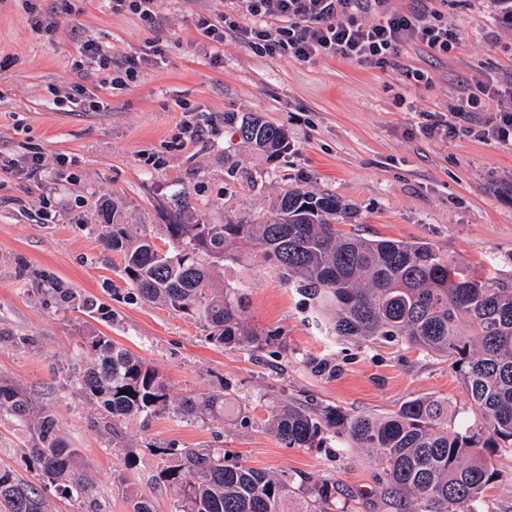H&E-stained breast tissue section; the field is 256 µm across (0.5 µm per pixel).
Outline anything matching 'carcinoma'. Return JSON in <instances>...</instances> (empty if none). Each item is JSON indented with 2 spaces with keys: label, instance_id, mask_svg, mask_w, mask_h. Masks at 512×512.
Wrapping results in <instances>:
<instances>
[{
  "label": "carcinoma",
  "instance_id": "obj_1",
  "mask_svg": "<svg viewBox=\"0 0 512 512\" xmlns=\"http://www.w3.org/2000/svg\"><path fill=\"white\" fill-rule=\"evenodd\" d=\"M227 121L237 123L241 139L268 162L288 149V133L254 114ZM340 211L333 194L288 190L262 224H168L172 247L164 252L146 237L132 239L127 225L112 223L102 246L122 256L121 273L138 299L198 320L214 344L245 347L255 341L243 324L244 297L234 287L218 286L210 272L247 241L285 280H296L317 311L333 313L336 335L362 345L405 342L447 356L487 423L481 432H448L432 398L410 400L383 417L335 410L316 418L300 407H276L268 422L290 448L312 447L325 429L371 452L379 482L402 512H482L484 491L496 475L484 452H512V289L493 287L427 243L345 232L333 222ZM44 293L60 307L76 304L94 319L112 320V309L60 281L49 282ZM84 346L91 362L80 385L99 405L104 427L161 412L180 419L224 417V393L173 401L158 371L111 337L91 332ZM5 419L27 427L30 464L42 485L77 499L93 493L76 465L77 449L59 436L54 415L0 380V421ZM159 454L154 485L176 493L175 512L336 510L328 488L230 463L214 448H161ZM0 512L48 508L35 484L0 469Z\"/></svg>",
  "mask_w": 512,
  "mask_h": 512
}]
</instances>
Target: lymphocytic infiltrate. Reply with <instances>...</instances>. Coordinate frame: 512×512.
Here are the masks:
<instances>
[{"label":"lymphocytic infiltrate","instance_id":"1","mask_svg":"<svg viewBox=\"0 0 512 512\" xmlns=\"http://www.w3.org/2000/svg\"><path fill=\"white\" fill-rule=\"evenodd\" d=\"M386 0H230L222 25L202 17L199 29L215 42L233 34L255 50L280 54L298 62L318 56H336L362 65L400 69V49L416 40L429 51L446 54L453 47L448 28L428 21L421 10L390 12ZM378 21H369V14ZM277 20L276 30L265 20ZM495 106L493 135L512 142V84L499 89L477 85L455 105L456 113Z\"/></svg>","mask_w":512,"mask_h":512}]
</instances>
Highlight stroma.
Instances as JSON below:
<instances>
[{"label":"stroma","mask_w":512,"mask_h":512,"mask_svg":"<svg viewBox=\"0 0 512 512\" xmlns=\"http://www.w3.org/2000/svg\"><path fill=\"white\" fill-rule=\"evenodd\" d=\"M427 6L454 47L438 59L420 42L402 47L403 64L429 73L422 86L338 57L299 63L260 54L231 35L211 43L196 20H220L227 0H156L153 24L112 12L106 0H0V159L10 162L0 169V380L53 412L95 485L84 501L47 486L51 512H130L137 493L151 496L154 512H175L174 492L150 485L161 467L156 449L170 446L216 448L285 479L308 478L329 487L336 512H396L367 451L330 432L321 447H286L266 425L270 408L384 416L431 397L443 403L449 431L483 429L446 357L337 338L250 244L214 271L217 283L246 297L258 340L242 348L213 344L199 322L132 298L120 256L100 243L115 221L166 250L167 225L263 221L280 194L297 188L336 195L344 231L429 243L512 288V143L493 137V108L464 117L450 110L464 83L512 80V27L496 24V0ZM35 14L52 15L55 30H34ZM87 40L111 52L116 68L142 48L148 60L117 89L84 56ZM89 97L99 109L86 107ZM228 112L285 128L288 150L266 162L225 123ZM431 121L454 131L427 137ZM36 154L41 169L21 178ZM50 279L109 305L111 322L56 307L40 292ZM91 330L146 360L174 398L223 393V419L162 414L112 432L96 426L98 409L80 386ZM17 336L32 342L14 344ZM28 440L26 429L0 425V469L31 481ZM486 459L497 477L483 510L512 512V454Z\"/></svg>","instance_id":"obj_1"}]
</instances>
